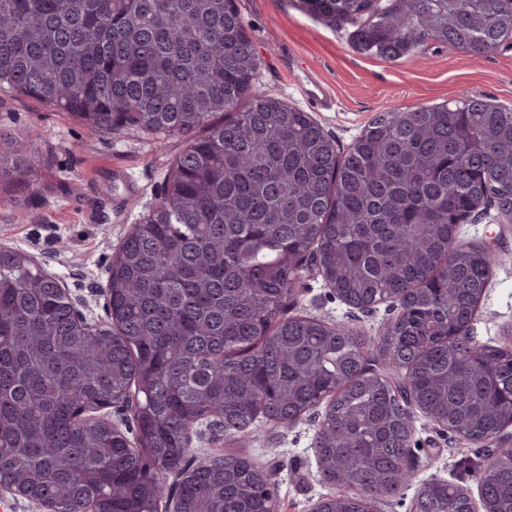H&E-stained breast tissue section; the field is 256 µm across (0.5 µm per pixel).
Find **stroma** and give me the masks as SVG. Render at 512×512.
I'll return each mask as SVG.
<instances>
[{"mask_svg":"<svg viewBox=\"0 0 512 512\" xmlns=\"http://www.w3.org/2000/svg\"><path fill=\"white\" fill-rule=\"evenodd\" d=\"M234 3L260 58L259 91L302 109L308 90L320 87L329 102L310 114L337 150H347L376 115L391 109L466 96L512 107V38L486 57L430 40L405 58L388 60L356 51L353 24L326 25L299 0ZM1 132L26 143L35 177L25 190L0 183V246L33 256L92 322L106 320L108 267L133 224L158 204L183 139L161 146L132 126L98 133L9 89H0ZM457 236L499 256L471 336L482 344H512V222L493 208L460 225ZM287 313L348 324L372 345L387 319L385 311L368 315L346 305L316 275L303 279ZM413 420L414 477L399 495L379 500L377 512H413L417 488L430 479L478 488L474 474L486 466L489 446L461 439L421 412ZM317 423L314 415L290 428L262 420L242 444L203 423L194 429L190 457L243 453L271 472L278 512H312L330 492L313 451Z\"/></svg>","mask_w":512,"mask_h":512,"instance_id":"stroma-1","label":"stroma"}]
</instances>
